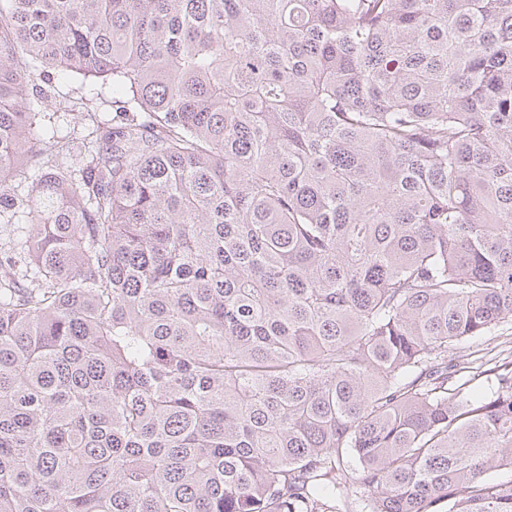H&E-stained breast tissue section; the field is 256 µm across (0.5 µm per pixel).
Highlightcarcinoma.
Wrapping results in <instances>:
<instances>
[{"instance_id": "carcinoma-1", "label": "carcinoma", "mask_w": 512, "mask_h": 512, "mask_svg": "<svg viewBox=\"0 0 512 512\" xmlns=\"http://www.w3.org/2000/svg\"><path fill=\"white\" fill-rule=\"evenodd\" d=\"M0 224V512H512V0H0ZM48 98L44 100L41 111L44 131L50 136L64 135L72 131L77 112L64 113L63 102H86L97 108L98 112L112 113V87H99L91 84H81L67 76H59L53 81ZM82 98V100H80ZM59 103H62L59 105ZM451 353L461 361L471 362L476 368L490 359L512 360V322H507L491 330L485 336L467 338L451 347Z\"/></svg>"}]
</instances>
